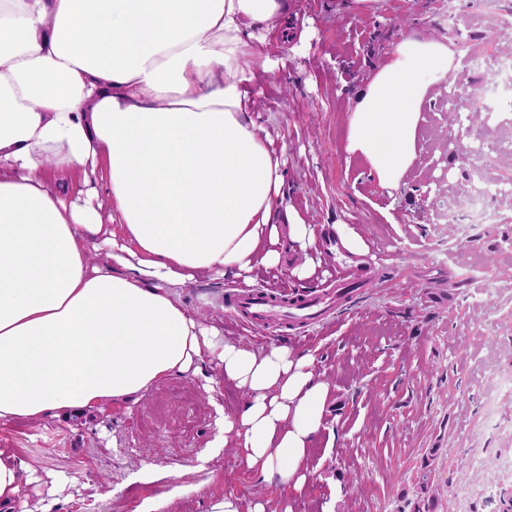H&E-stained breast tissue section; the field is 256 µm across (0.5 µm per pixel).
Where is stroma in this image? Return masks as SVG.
I'll return each mask as SVG.
<instances>
[{
  "instance_id": "35a3bbf8",
  "label": "stroma",
  "mask_w": 512,
  "mask_h": 512,
  "mask_svg": "<svg viewBox=\"0 0 512 512\" xmlns=\"http://www.w3.org/2000/svg\"><path fill=\"white\" fill-rule=\"evenodd\" d=\"M289 19L305 42L257 32L255 65L269 58L277 69L255 89L253 110L279 134L289 205L316 234L352 226L368 246L360 261L370 278L323 319L269 330L264 340L224 305L243 282L202 277L174 295L225 337L314 355L331 396L304 490L260 479L236 448L203 461L216 406L232 414L245 399L221 383L210 358L202 374L169 377L137 403L112 405L84 424L0 423V448L18 449L36 468L17 512L47 502L51 512H141L152 500L165 502L164 512H206L209 500L228 494L286 499L293 512H407L433 448L437 512H500L497 488L512 485V393L500 394L496 422L483 425L482 416L487 355L500 372H512V140L501 136L512 126V102L474 122L457 102L493 78L499 37L512 31V0L494 21L483 0H382L375 13L353 11L343 0H290ZM404 32L456 37L463 62L426 102L416 161L389 192L345 153V119L351 97ZM479 183L489 190L488 220L465 230L442 224ZM452 240L451 261L444 251ZM317 256V278L294 275L304 256L289 249L280 269L256 273L253 286L297 292L332 283L338 257L322 247ZM479 261L483 273L469 275ZM488 280L494 292H485ZM210 377L220 381L213 392ZM477 448L492 451L481 468Z\"/></svg>"
}]
</instances>
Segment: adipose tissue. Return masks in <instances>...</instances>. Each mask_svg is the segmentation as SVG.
Here are the masks:
<instances>
[{"instance_id":"ef3b65f1","label":"adipose tissue","mask_w":512,"mask_h":512,"mask_svg":"<svg viewBox=\"0 0 512 512\" xmlns=\"http://www.w3.org/2000/svg\"><path fill=\"white\" fill-rule=\"evenodd\" d=\"M288 0H0V422L137 401L216 353L247 400L207 449L302 491L330 387L312 355L255 349L173 295L197 275L248 279L313 230L285 202L284 154L255 120L252 28ZM455 38L404 34L351 100L345 151L385 190L417 155L425 100L461 63ZM99 176L118 232L64 178ZM100 235L97 255L87 240ZM33 465L0 448V512Z\"/></svg>"}]
</instances>
